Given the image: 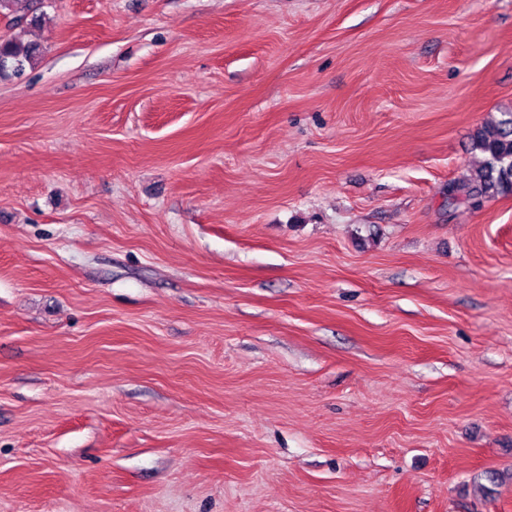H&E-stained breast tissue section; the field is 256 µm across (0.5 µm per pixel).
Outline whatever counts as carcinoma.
<instances>
[{
    "instance_id": "1",
    "label": "carcinoma",
    "mask_w": 512,
    "mask_h": 512,
    "mask_svg": "<svg viewBox=\"0 0 512 512\" xmlns=\"http://www.w3.org/2000/svg\"><path fill=\"white\" fill-rule=\"evenodd\" d=\"M43 0H0V15L20 24L34 16ZM41 53L37 44L18 40L0 42V73L24 75L26 65ZM473 149L484 156L483 164L466 177L452 182L448 195L453 201L478 209L495 196H512V111L485 121L472 135Z\"/></svg>"
}]
</instances>
